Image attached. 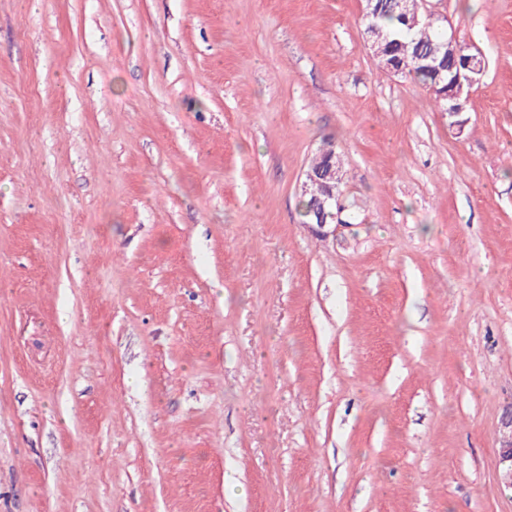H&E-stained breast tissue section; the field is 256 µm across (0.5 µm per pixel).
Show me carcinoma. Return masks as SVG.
Returning <instances> with one entry per match:
<instances>
[{
  "label": "carcinoma",
  "instance_id": "1",
  "mask_svg": "<svg viewBox=\"0 0 512 512\" xmlns=\"http://www.w3.org/2000/svg\"><path fill=\"white\" fill-rule=\"evenodd\" d=\"M376 16L372 18L389 39L399 40L398 49L401 55L407 56L405 71L402 76L409 77L424 87L430 89L436 82V73L423 67L419 58L438 51L439 47L448 40V36L437 31L436 27L426 24V21L413 28L406 26L400 16L393 10V0H376ZM320 195L317 185L311 187L307 197L301 200L303 216L307 222H315L313 210L315 197Z\"/></svg>",
  "mask_w": 512,
  "mask_h": 512
}]
</instances>
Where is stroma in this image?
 <instances>
[{
	"mask_svg": "<svg viewBox=\"0 0 512 512\" xmlns=\"http://www.w3.org/2000/svg\"><path fill=\"white\" fill-rule=\"evenodd\" d=\"M363 6L0 0V512H512V0L459 129ZM319 155L321 161L311 166L305 173V180L302 184V194L308 193L311 183L318 184L321 187L322 196L317 199L316 220L312 213L315 207L314 198L320 195L318 185H313L307 197L302 198L301 207L303 216L307 223L317 224L324 227L330 224L327 218L336 220L340 210V197L342 187V174L340 188L336 185V151L333 145H326L320 149ZM339 158V157H338ZM335 211V212H334ZM316 222V223H315Z\"/></svg>",
	"mask_w": 512,
	"mask_h": 512,
	"instance_id": "stroma-1",
	"label": "stroma"
}]
</instances>
